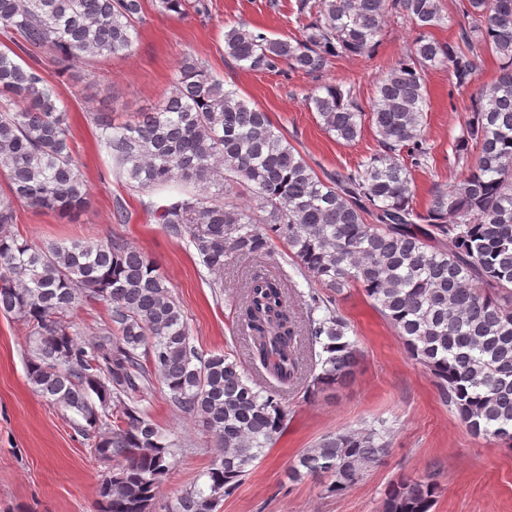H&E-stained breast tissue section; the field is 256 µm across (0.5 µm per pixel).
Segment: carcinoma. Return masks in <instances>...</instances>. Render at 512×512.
I'll return each instance as SVG.
<instances>
[{
  "label": "carcinoma",
  "instance_id": "obj_1",
  "mask_svg": "<svg viewBox=\"0 0 512 512\" xmlns=\"http://www.w3.org/2000/svg\"><path fill=\"white\" fill-rule=\"evenodd\" d=\"M158 2L166 15L207 12L205 0ZM142 10V0H0V30L14 44L0 51L7 179L0 313L28 328L33 390L78 416L90 454L113 464L95 490L94 512H156L181 447L145 404L156 382L217 448L203 483L166 512H216L287 429L285 394L330 399L355 378L362 352L337 306L350 288L400 337L470 434L512 447V0H460L453 45L430 35L444 19L441 0H298V37L271 38L244 23L225 29L224 49L242 67L309 74L374 50L391 18L419 30L410 54L380 79L371 112L336 84L308 97L337 141L355 142L368 125L378 144L366 160L321 177L266 112L192 56L178 62L172 90L155 110L122 125L93 113L119 176L134 188L167 192L156 222L173 237H189L212 274H224L231 254L266 256L279 241L314 284L299 321L281 278L256 272L246 279L239 321L250 339L253 380L229 354L198 352L164 276L124 239L37 245L14 231L18 203L68 220L88 204L66 109L39 64L23 56L42 49L64 71L126 56ZM486 54L500 74L472 101L454 141L460 178L436 187L419 211L411 169L429 167L431 157L427 71L445 66L465 84ZM236 184L249 186L252 206L226 199ZM91 302L108 307V321L85 341L71 318ZM389 446L374 428L340 430L301 451L288 465V482L323 477V493L341 496L382 463ZM438 493L430 476H402L385 488L379 512H432Z\"/></svg>",
  "mask_w": 512,
  "mask_h": 512
}]
</instances>
